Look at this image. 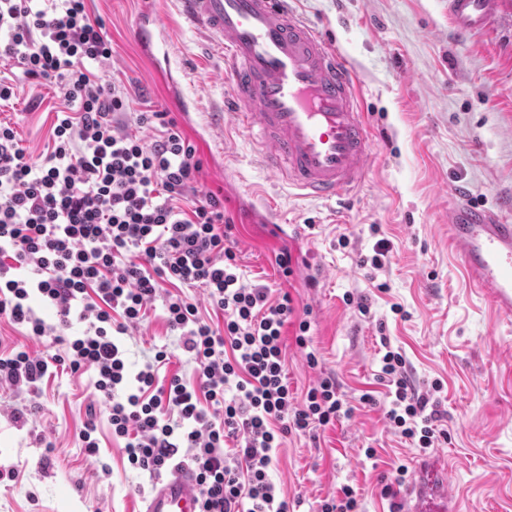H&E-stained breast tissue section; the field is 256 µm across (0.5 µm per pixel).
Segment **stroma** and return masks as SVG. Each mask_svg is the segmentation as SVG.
<instances>
[{
    "label": "stroma",
    "instance_id": "stroma-1",
    "mask_svg": "<svg viewBox=\"0 0 512 512\" xmlns=\"http://www.w3.org/2000/svg\"><path fill=\"white\" fill-rule=\"evenodd\" d=\"M155 2L168 38L150 59L135 40L141 0H86L112 42L100 76L122 85L132 108L166 112L170 89L155 67L170 62L190 107L178 123L197 147L198 187L223 191L246 282L291 293L310 311L308 349L319 367L307 366L295 325L285 324L290 390L303 397L324 371L347 397L376 399L316 438L287 436L273 449L269 477L292 512H320L344 487L355 492L358 512H390L392 502L405 500L381 493L396 467L407 466L411 483L416 465L438 453L448 458L459 512H512V323L471 291L448 251L452 188L490 208L512 198V0H500L492 27L465 37L454 30L448 0H288L351 63L374 132L368 177L340 204L298 196L273 177L224 110L232 84L223 55L181 19L175 0ZM13 91L0 120L40 154L56 113L67 108L63 93L55 83L22 78ZM215 112L222 122L211 123ZM205 137L222 142L221 154L200 148ZM262 200L280 223L293 225L288 237L246 223V206ZM382 239L390 261L371 277L361 260ZM285 252L295 269L289 278L277 264ZM361 296L369 314L354 304ZM163 305L156 300L124 337L130 369L163 347L171 355L163 375L193 378L194 364L161 320ZM384 338L404 354L411 379L441 401L447 437L427 451L395 435L385 417L386 388L377 378ZM17 345L35 354L64 351L51 337L0 320V353ZM94 381L92 371L53 367L37 388L0 386V512H140L155 478L129 467ZM90 418L95 457L78 439Z\"/></svg>",
    "mask_w": 512,
    "mask_h": 512
}]
</instances>
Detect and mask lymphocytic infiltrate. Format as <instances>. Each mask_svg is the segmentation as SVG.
<instances>
[{
    "label": "lymphocytic infiltrate",
    "mask_w": 512,
    "mask_h": 512,
    "mask_svg": "<svg viewBox=\"0 0 512 512\" xmlns=\"http://www.w3.org/2000/svg\"><path fill=\"white\" fill-rule=\"evenodd\" d=\"M0 60L30 81H58L72 109L56 115L51 143L35 155L0 122V318L41 337L32 297L62 327L85 323L65 354L15 347L0 354V385L36 386L51 365L93 370L113 436L129 465L158 475L187 455L203 496L200 512H290L268 470L279 436L304 434L354 411L335 380L318 378L304 402L288 387L282 329L307 320L291 294L243 281L222 192H199L201 165L175 117L134 111L116 84L92 71L112 58L86 0H0ZM154 131L152 141L131 127ZM192 288L221 321L205 320ZM162 319L196 365V380L159 377L166 350L131 372L122 335L138 328L157 296ZM386 417L411 444L434 447L441 403L421 391L406 359L386 351ZM235 448H227V440Z\"/></svg>",
    "instance_id": "obj_1"
}]
</instances>
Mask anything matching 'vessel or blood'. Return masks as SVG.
<instances>
[{
	"label": "vessel or blood",
	"instance_id": "1",
	"mask_svg": "<svg viewBox=\"0 0 512 512\" xmlns=\"http://www.w3.org/2000/svg\"><path fill=\"white\" fill-rule=\"evenodd\" d=\"M287 0H178L180 15L207 32L232 65V102L239 127L252 137L265 167L303 196L338 200L364 181L373 132L347 59L325 36L300 21ZM498 0H449L460 35L489 27ZM136 37L152 51L166 31L144 0ZM448 242L462 273L494 312L512 320V224L500 210L461 202L448 210ZM444 458L415 481L407 512H457L443 479ZM202 490L186 464L153 486L144 512H200Z\"/></svg>",
	"mask_w": 512,
	"mask_h": 512
}]
</instances>
